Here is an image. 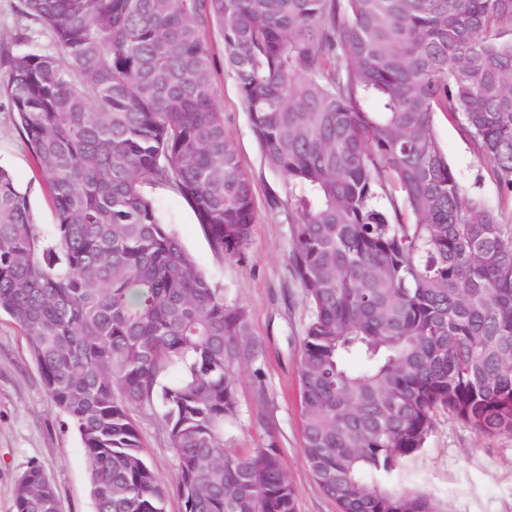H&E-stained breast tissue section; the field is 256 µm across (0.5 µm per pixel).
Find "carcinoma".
<instances>
[{
    "mask_svg": "<svg viewBox=\"0 0 512 512\" xmlns=\"http://www.w3.org/2000/svg\"><path fill=\"white\" fill-rule=\"evenodd\" d=\"M60 51L10 60L4 91L50 189L51 232L0 169V311L75 427L95 512H296L272 449L224 448L249 312L229 304L142 192L174 184L241 257L251 179L224 135L215 25L265 164L308 190L290 260L310 318L298 376L305 464L338 512H437L386 478L436 411L512 437V0H21ZM471 140L496 205L434 131ZM401 193L392 210L377 189ZM180 371L175 381L169 372ZM159 406L170 490L132 414ZM15 512H60L32 465Z\"/></svg>",
    "mask_w": 512,
    "mask_h": 512,
    "instance_id": "cac0c4a2",
    "label": "carcinoma"
}]
</instances>
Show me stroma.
I'll return each instance as SVG.
<instances>
[{
	"label": "stroma",
	"instance_id": "obj_1",
	"mask_svg": "<svg viewBox=\"0 0 512 512\" xmlns=\"http://www.w3.org/2000/svg\"><path fill=\"white\" fill-rule=\"evenodd\" d=\"M214 65L213 97L224 113V132L249 174L257 219L243 258L216 252L189 203L174 184L142 187L171 225L197 266L226 302L244 305L258 355L243 363L237 383L238 416L224 428V446L248 455L275 449L296 490L297 512H338L314 481L302 456L298 361L310 317L303 290L290 263L297 224L289 216L291 188L263 161L233 76L224 68L218 28L206 34ZM49 32L22 11L20 0H0V167L27 191L31 213L43 230L56 222L50 191L21 133L2 86L6 56L55 52ZM435 131L458 177L468 190L498 203L499 189L484 172L473 145L457 123L439 115ZM147 460L157 481L174 487L177 462L158 411L134 412ZM53 481L61 512H94L88 461L69 419L48 395L22 330L0 313V512H14L18 476L30 465ZM394 483L430 497L438 512H512V438L484 436L462 421L437 411L423 447L404 460Z\"/></svg>",
	"mask_w": 512,
	"mask_h": 512
}]
</instances>
